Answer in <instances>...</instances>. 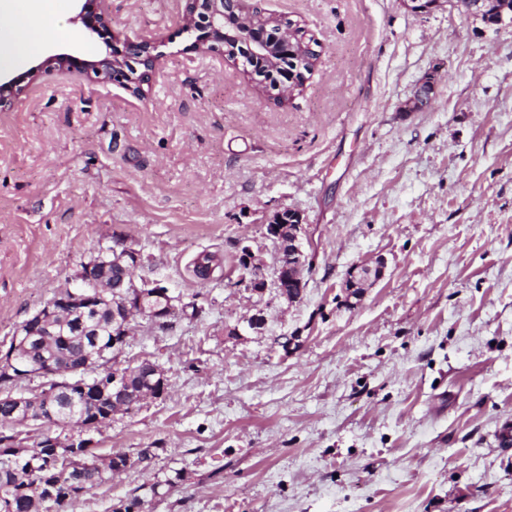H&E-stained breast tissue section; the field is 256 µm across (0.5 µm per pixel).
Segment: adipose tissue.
Returning a JSON list of instances; mask_svg holds the SVG:
<instances>
[{"label": "adipose tissue", "mask_w": 512, "mask_h": 512, "mask_svg": "<svg viewBox=\"0 0 512 512\" xmlns=\"http://www.w3.org/2000/svg\"><path fill=\"white\" fill-rule=\"evenodd\" d=\"M66 35L58 0H0V66L11 67Z\"/></svg>", "instance_id": "1"}]
</instances>
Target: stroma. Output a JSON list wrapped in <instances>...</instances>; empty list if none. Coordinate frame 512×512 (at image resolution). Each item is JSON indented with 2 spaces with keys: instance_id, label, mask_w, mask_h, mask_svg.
<instances>
[{
  "instance_id": "1",
  "label": "stroma",
  "mask_w": 512,
  "mask_h": 512,
  "mask_svg": "<svg viewBox=\"0 0 512 512\" xmlns=\"http://www.w3.org/2000/svg\"><path fill=\"white\" fill-rule=\"evenodd\" d=\"M261 6L319 53L287 99L201 56L185 0H108L114 31L158 44L142 93L52 71L0 112V349L117 245L142 255L136 281L198 310L133 322L118 367L156 363L167 388L92 451L155 456L64 512L157 481L141 512H512V22L461 0ZM76 12L65 0L72 37L44 54L102 58ZM289 209L303 294L252 296L241 251L271 273ZM204 253L219 264L202 282ZM380 261L348 300V272ZM257 306L262 333L233 335Z\"/></svg>"
}]
</instances>
